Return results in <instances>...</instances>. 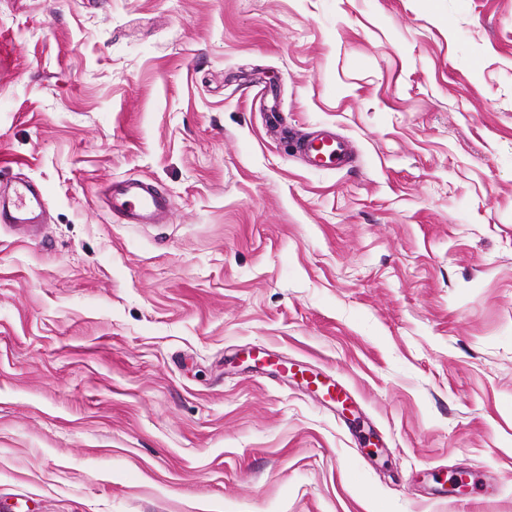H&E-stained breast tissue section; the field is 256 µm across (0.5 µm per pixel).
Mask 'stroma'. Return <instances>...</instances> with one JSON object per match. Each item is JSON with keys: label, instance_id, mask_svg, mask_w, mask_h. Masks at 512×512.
<instances>
[{"label": "stroma", "instance_id": "obj_1", "mask_svg": "<svg viewBox=\"0 0 512 512\" xmlns=\"http://www.w3.org/2000/svg\"><path fill=\"white\" fill-rule=\"evenodd\" d=\"M0 158V512H512V0H0ZM295 145L297 151L315 166H341L345 160V146L336 138L301 135L295 138ZM112 196V211L124 224H163L169 213V202L141 180L121 182ZM45 188L28 180L16 181L11 193L0 195V224H10L23 234L30 224H40L44 214Z\"/></svg>", "mask_w": 512, "mask_h": 512}]
</instances>
